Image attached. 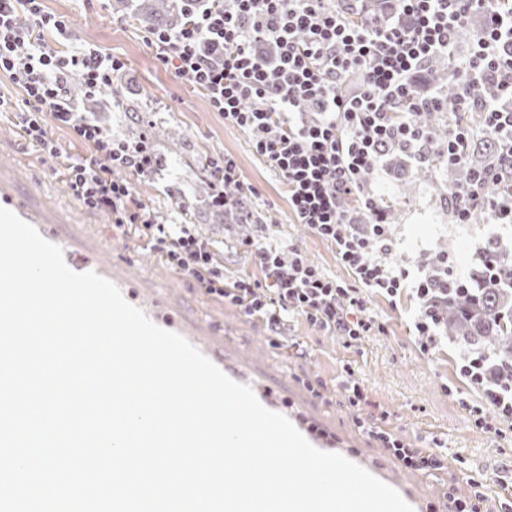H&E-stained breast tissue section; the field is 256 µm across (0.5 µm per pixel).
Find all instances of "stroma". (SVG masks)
Listing matches in <instances>:
<instances>
[{
	"label": "stroma",
	"instance_id": "35a3bbf8",
	"mask_svg": "<svg viewBox=\"0 0 512 512\" xmlns=\"http://www.w3.org/2000/svg\"><path fill=\"white\" fill-rule=\"evenodd\" d=\"M44 6L67 16L73 25L74 39L62 42V49L91 47L125 61L127 97L148 98L152 110L166 117L170 131L185 139L194 158L205 164L224 155L235 160L242 180L259 193L249 223L269 225L272 238L292 241L310 263L336 279L348 280L347 271L336 262L334 248L295 222L281 176L253 152L250 134L225 124L204 93L157 64L146 30L129 11L114 7L112 0H44ZM81 107L120 140L148 128L144 115L110 108L102 94L82 102ZM2 158L10 162L6 177L32 192L39 207L67 209V223L55 227L61 240L92 255L126 285L131 296L148 306L160 304L208 351L233 353L244 368L279 387L337 437L390 462V455L357 425L342 400L340 369L352 363L369 398L367 411L377 425L394 428L411 439L444 440L451 448L454 457L447 470L438 479L420 482L435 512H451L449 493L468 494L474 480L484 485L483 512H501L503 492L497 475L512 463V441L497 439L468 423L458 400L463 397L476 403L480 396L456 375L455 363L462 350L452 340L435 352L421 353L412 331L416 306L409 299L394 308L384 297H372L370 307L386 331L362 339L357 346L346 347L341 339L298 317L285 332V346L274 347L263 323L245 317L172 271L144 240L113 228L108 215L84 208L52 175L39 149L27 143L6 119L0 120ZM193 180L185 166L173 164L138 180V197L155 215L182 224L186 212L179 209L170 190L176 186L191 193ZM374 182L398 212L392 229L401 242L400 262L413 266L424 254L445 252L462 270L476 273L480 270L478 250L493 246L512 260V231L479 221L452 223L448 202L434 180L413 181L410 164L398 165L382 156L375 165ZM190 210L199 214L198 231L216 244L223 245L225 236L240 230L238 217L212 208L207 200L192 202ZM293 342L302 346V355L291 353Z\"/></svg>",
	"mask_w": 512,
	"mask_h": 512
}]
</instances>
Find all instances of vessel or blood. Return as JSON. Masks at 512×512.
Here are the masks:
<instances>
[{"instance_id":"1","label":"vessel or blood","mask_w":512,"mask_h":512,"mask_svg":"<svg viewBox=\"0 0 512 512\" xmlns=\"http://www.w3.org/2000/svg\"><path fill=\"white\" fill-rule=\"evenodd\" d=\"M0 208L13 211L21 219L37 228L45 224H60L64 221V216L61 213L48 212L34 207L28 197L20 195L11 182L1 177ZM223 371L233 380L251 385L258 400L265 408L274 412L284 411L286 417L313 446L326 452L336 450L342 452L347 459L396 489L404 500L412 506L414 512H424L425 503L421 493L414 486L402 482L393 469L381 465L362 453L345 448L343 442L336 439L335 435L325 426L306 416L299 408L293 406L289 410H282L275 390L265 383H252L250 377L234 362L225 361Z\"/></svg>"}]
</instances>
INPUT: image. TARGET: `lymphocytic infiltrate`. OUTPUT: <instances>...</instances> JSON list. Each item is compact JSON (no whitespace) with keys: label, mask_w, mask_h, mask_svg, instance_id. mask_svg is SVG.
I'll use <instances>...</instances> for the list:
<instances>
[{"label":"lymphocytic infiltrate","mask_w":512,"mask_h":512,"mask_svg":"<svg viewBox=\"0 0 512 512\" xmlns=\"http://www.w3.org/2000/svg\"><path fill=\"white\" fill-rule=\"evenodd\" d=\"M193 17L177 32L156 30L147 39L157 63L205 92L225 123L252 135L251 146L277 171L298 223L334 246L337 261L353 278L346 285L322 272L295 247L246 236L239 246L254 270L227 275L217 248L189 224H170L147 211L128 173L156 172L147 140H115L83 116L70 98L79 82L93 96L112 86L123 60L95 49H58L70 39L67 20L44 13L41 0H0V72L19 88L27 111L13 118L22 137L37 144L71 194L86 209L107 214L115 227L131 228L170 269L246 317L280 334L289 315L353 344L384 332L368 307L372 294L390 303L411 294L419 304L412 321L421 353L442 342L441 301L465 285L445 253L426 259L416 273L393 263L397 242L386 207L372 186L377 158L392 149L417 155L428 138L422 113L440 101L411 80L437 55L452 56L458 30L472 15L484 18L471 55L457 61L464 74L493 82L484 99L456 96L460 111L482 117L498 144L489 169L451 195L456 223L483 215L488 224H512V0H396L400 20L376 28L359 21L358 0H177ZM65 126L78 155L64 153L46 128ZM212 187L225 210L244 213L255 196L233 158L210 164ZM356 197L367 221L355 223L345 206ZM488 353L462 355L456 371L482 393L468 406L477 428L502 436L512 421V381L495 380ZM344 399L359 427L368 430L400 465L433 475L448 464L445 451L419 447L395 431L371 426L362 414L368 397L343 365Z\"/></svg>","instance_id":"1"}]
</instances>
